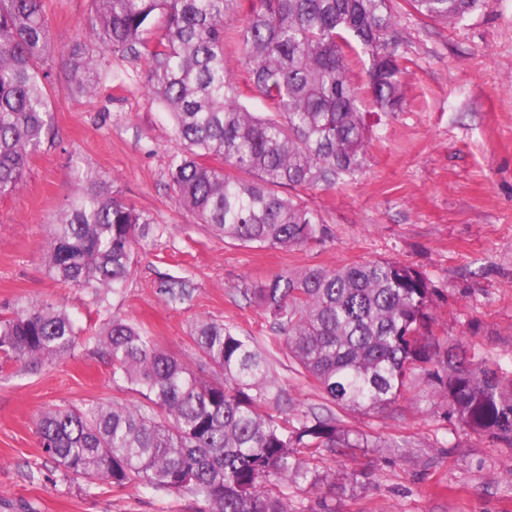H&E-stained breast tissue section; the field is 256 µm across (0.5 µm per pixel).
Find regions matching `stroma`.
Here are the masks:
<instances>
[{"label":"stroma","mask_w":512,"mask_h":512,"mask_svg":"<svg viewBox=\"0 0 512 512\" xmlns=\"http://www.w3.org/2000/svg\"><path fill=\"white\" fill-rule=\"evenodd\" d=\"M92 8L93 0H46L54 123L20 190L0 197V306L52 303L80 327L99 325L91 294L59 286L45 269L51 226L78 167L89 165L165 228L138 246L124 292L109 299L112 310L175 353L187 351L196 320L234 325L269 352L294 412L320 408L322 396L242 294L281 272L380 258L414 265L439 290L437 315L449 339L473 344L488 362H512V0H491L455 26L395 0L403 108L374 125L363 173L333 190L301 191L329 236L292 249L217 237L178 206L167 169L182 144L147 93V57L112 54L94 93L75 89L63 50L80 38ZM171 275L186 280L184 303L159 289ZM429 395L420 379L397 409L345 415L347 426L391 447L321 460L335 488L285 487L290 504L305 512L321 504L331 512H512V450L463 433ZM126 396L97 349L35 369L0 359V512H196L188 495L89 484L40 447L43 411Z\"/></svg>","instance_id":"stroma-1"}]
</instances>
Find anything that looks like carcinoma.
Returning <instances> with one entry per match:
<instances>
[{"label":"carcinoma","mask_w":512,"mask_h":512,"mask_svg":"<svg viewBox=\"0 0 512 512\" xmlns=\"http://www.w3.org/2000/svg\"><path fill=\"white\" fill-rule=\"evenodd\" d=\"M422 15L462 22L488 0H410ZM240 0H94L83 38L63 51L75 89H96L109 52L148 57V93L175 126L184 152L169 164L176 202L197 224L254 248H301L327 236L319 214L279 189H333L367 164L362 92L378 111L402 110L404 68L389 50L392 0H250L237 67L267 107L240 101L225 60L224 17ZM157 28L155 38L144 35ZM367 53L365 88L347 77L348 59ZM52 52L45 0H0V196L18 191L31 157L49 136L47 70ZM247 174L253 180L246 181ZM91 167L52 225L47 271L89 290L101 331L86 336L52 303L0 310V355L33 367L94 346L112 382L137 399L42 412L40 447L92 484H144L188 494L197 512H301L282 488L330 479L318 462L353 448H392L369 439L340 412H383L416 377L459 426L512 448V370L450 342L436 312L437 288L394 259L279 273L244 294L272 320L297 372L328 403L284 418L282 388L266 350L222 321L198 320L181 355L111 312L131 277L137 245L153 218L112 190ZM172 303L183 280L164 283ZM209 369V375L202 374Z\"/></svg>","instance_id":"cac0c4a2"}]
</instances>
